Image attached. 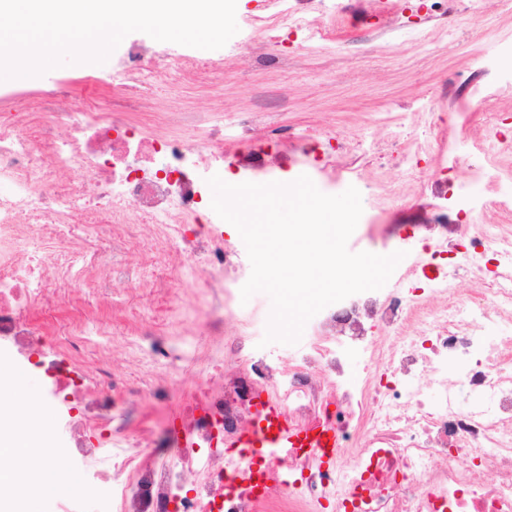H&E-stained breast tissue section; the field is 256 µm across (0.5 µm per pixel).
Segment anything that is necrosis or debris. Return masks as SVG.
Returning <instances> with one entry per match:
<instances>
[{"instance_id":"1","label":"necrosis or debris","mask_w":512,"mask_h":512,"mask_svg":"<svg viewBox=\"0 0 512 512\" xmlns=\"http://www.w3.org/2000/svg\"><path fill=\"white\" fill-rule=\"evenodd\" d=\"M263 15H248L245 27H261L264 39L249 42L266 56L269 40L297 29L319 36L312 13L274 0ZM223 61L190 49L140 39L102 83L106 102L76 100L68 86L0 103L25 111L24 119L0 114V338L19 354L35 353L42 328L32 309L62 303L75 288L108 285L94 272L108 259L132 288L162 293L181 287L180 271L167 265L171 251L185 249L207 275L206 306L216 335L234 313L232 284L247 277L238 248L225 244L222 219L208 203V180L238 167L255 181L272 179L279 166L272 154L245 155L224 149V120L179 104L160 108L157 84L192 81L219 86ZM157 115L155 131L141 132L134 115ZM487 140L474 144L468 168L473 180L493 174L484 162L487 146L512 156V138L488 123ZM92 169L90 178L75 174ZM54 227L48 247L31 239L42 225ZM512 247L500 225L476 224L465 254L473 276L494 249ZM324 341L284 366L250 345L248 332L225 343L212 367L217 382H205L176 418L185 431L169 463L143 453L137 436L112 412L117 383L110 369L88 356L89 340L77 317L53 326L55 354L40 365L51 379L58 424L69 446L85 462L97 450L91 433L108 450L100 474L101 512H262L239 494L224 492L225 439L251 421L258 391L285 408L304 428L335 426L339 463L327 468L297 456L288 478L269 494L281 512H323L344 503L347 512H512V340L494 327L512 316V273L499 270L473 297L451 296L437 282L425 298L398 287L352 295L326 307ZM376 325L389 338L368 333ZM351 330L372 373L352 381L344 370L348 348L335 328ZM458 370L449 380V367ZM438 390L429 399L428 389ZM475 395L460 408L459 389ZM494 478H479V468ZM200 479L192 490L184 470Z\"/></svg>"}]
</instances>
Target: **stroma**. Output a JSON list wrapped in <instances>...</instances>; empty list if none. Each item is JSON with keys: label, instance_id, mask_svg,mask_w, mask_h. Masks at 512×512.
I'll return each instance as SVG.
<instances>
[{"label": "stroma", "instance_id": "1", "mask_svg": "<svg viewBox=\"0 0 512 512\" xmlns=\"http://www.w3.org/2000/svg\"><path fill=\"white\" fill-rule=\"evenodd\" d=\"M321 39L290 34L284 44L287 67L259 63L241 48L234 35L224 53V92L216 94L194 84L159 85V104L178 100L189 109L205 112L221 106L225 123L243 112L267 113L272 122L301 133L326 128L336 139L352 145L349 161L353 184L360 192L363 213L348 241L353 252L388 255L406 252L422 257L437 236L431 228L436 210L432 191L443 174L449 153L468 157L485 132V119L494 113L512 130V11L486 0L481 13L470 15L457 0L431 12L428 0H334L317 15ZM399 141L416 150L420 161L415 175L379 168L375 151ZM190 298L176 296L130 300L126 285L100 267V278L111 281L109 304L83 295L77 305L60 304L33 311L40 324L51 325L71 308L92 309L93 354L103 359L115 378L132 380L151 374L162 387L160 399L135 409L136 395L113 391L117 412L137 430L145 453L165 461L172 439L165 418L178 413L200 380L211 375L210 357L226 338L252 326V343H260L266 325L254 321L255 311L270 313L266 294H254L237 304L224 333L212 335L205 312V294L197 288L203 273L187 253L174 258ZM462 257L435 259L427 273L416 274L414 288H431V278L443 275L457 294L479 288L467 275ZM165 315L162 331L174 346L186 351L175 367L154 362L146 353L157 315Z\"/></svg>", "mask_w": 512, "mask_h": 512}]
</instances>
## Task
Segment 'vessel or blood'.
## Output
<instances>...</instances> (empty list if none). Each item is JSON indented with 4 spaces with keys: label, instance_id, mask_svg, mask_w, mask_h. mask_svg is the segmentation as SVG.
I'll return each mask as SVG.
<instances>
[{
    "label": "vessel or blood",
    "instance_id": "obj_1",
    "mask_svg": "<svg viewBox=\"0 0 512 512\" xmlns=\"http://www.w3.org/2000/svg\"><path fill=\"white\" fill-rule=\"evenodd\" d=\"M337 441L332 428L313 426L301 429L294 426L283 406L266 399L259 401L249 428L229 440V447L238 449L239 454L226 461L225 469L244 495L251 498L259 489L256 463H264L270 480L274 481L280 476L278 464L291 459L298 448L308 449L319 464H334Z\"/></svg>",
    "mask_w": 512,
    "mask_h": 512
}]
</instances>
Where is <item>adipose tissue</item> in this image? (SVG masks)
I'll return each mask as SVG.
<instances>
[{"mask_svg": "<svg viewBox=\"0 0 512 512\" xmlns=\"http://www.w3.org/2000/svg\"><path fill=\"white\" fill-rule=\"evenodd\" d=\"M41 404L25 377L0 360V512H42L47 499L78 486L42 420L28 414Z\"/></svg>", "mask_w": 512, "mask_h": 512, "instance_id": "adipose-tissue-1", "label": "adipose tissue"}]
</instances>
